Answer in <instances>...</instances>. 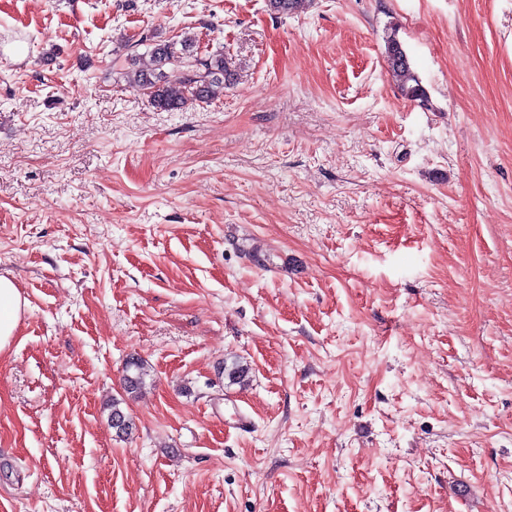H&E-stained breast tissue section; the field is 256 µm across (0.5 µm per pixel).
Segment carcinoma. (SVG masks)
<instances>
[{"instance_id":"carcinoma-1","label":"carcinoma","mask_w":512,"mask_h":512,"mask_svg":"<svg viewBox=\"0 0 512 512\" xmlns=\"http://www.w3.org/2000/svg\"><path fill=\"white\" fill-rule=\"evenodd\" d=\"M155 62L151 70L136 67L137 58H128L129 69L123 73L126 83L149 93L155 108L163 112L180 111L194 102H206L219 97L232 81V73L220 55L205 58L191 54L192 41L184 38L179 42L168 41L150 44L141 38ZM386 53L390 72L396 80L401 95L422 108L430 107V95L411 70V65L396 33L386 37ZM147 376L143 363L128 360L123 375L124 390L134 394L144 387ZM109 422L119 438L132 434L135 424L132 417L120 407V401L112 400Z\"/></svg>"}]
</instances>
